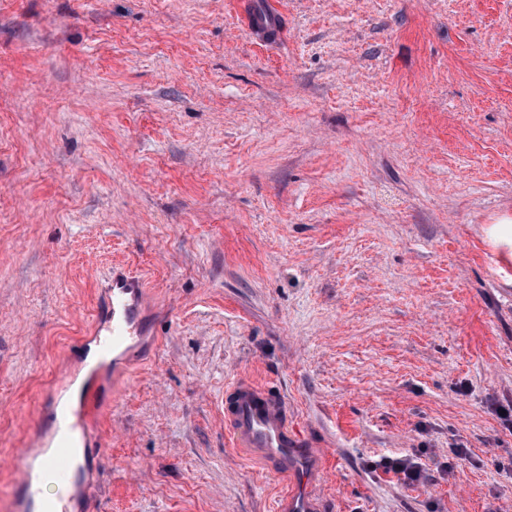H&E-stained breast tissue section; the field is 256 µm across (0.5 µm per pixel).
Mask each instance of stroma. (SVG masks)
<instances>
[{
  "label": "stroma",
  "mask_w": 512,
  "mask_h": 512,
  "mask_svg": "<svg viewBox=\"0 0 512 512\" xmlns=\"http://www.w3.org/2000/svg\"><path fill=\"white\" fill-rule=\"evenodd\" d=\"M245 2L0 0V512L117 263L149 333L72 512H275L242 376L328 512H512V0H274V47ZM226 430L240 451L284 483L277 512H325L314 476L323 469L321 454L306 446L288 420V406L265 385L238 378L224 407ZM376 468H382L384 472H393L403 480L404 484L417 481L421 474L420 466L409 458H381L376 463Z\"/></svg>",
  "instance_id": "stroma-1"
}]
</instances>
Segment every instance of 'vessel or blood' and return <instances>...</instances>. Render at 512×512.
Segmentation results:
<instances>
[{
    "mask_svg": "<svg viewBox=\"0 0 512 512\" xmlns=\"http://www.w3.org/2000/svg\"><path fill=\"white\" fill-rule=\"evenodd\" d=\"M266 11L264 19L254 14L246 17L250 32L261 43L269 41L268 19L278 13L271 4ZM108 293L106 308L96 316L93 328L104 361L139 342L142 326L137 310L146 297V288L141 277L116 266L108 280ZM224 420L236 446L257 457L269 474L283 482L277 512H325V499L314 481L323 468L322 457L318 450L306 447L290 425L288 406L281 397L250 378H238L228 395ZM82 428L81 421L71 420L67 412L53 415L47 431L51 453L41 457L27 451L18 458L10 512H69L76 486L83 496H95V485L75 480L73 438Z\"/></svg>",
    "mask_w": 512,
    "mask_h": 512,
    "instance_id": "b4317fda",
    "label": "vessel or blood"
}]
</instances>
